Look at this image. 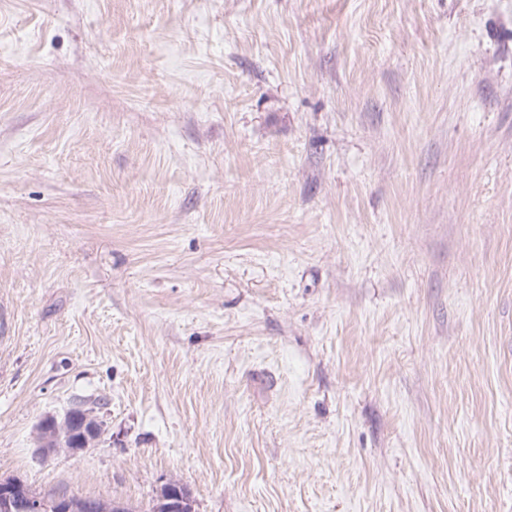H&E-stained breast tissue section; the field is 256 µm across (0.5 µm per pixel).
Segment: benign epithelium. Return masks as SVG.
Listing matches in <instances>:
<instances>
[{"label":"benign epithelium","instance_id":"7a95c632","mask_svg":"<svg viewBox=\"0 0 512 512\" xmlns=\"http://www.w3.org/2000/svg\"><path fill=\"white\" fill-rule=\"evenodd\" d=\"M39 450L43 457L58 448L79 453L95 445L102 434L94 411L82 405L68 409L61 417H47L38 426ZM83 506L69 498L51 502L34 498L18 480L0 481V512H81ZM155 512H194L189 493L177 483H169L160 492Z\"/></svg>","mask_w":512,"mask_h":512}]
</instances>
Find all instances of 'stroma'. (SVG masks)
<instances>
[{"label": "stroma", "mask_w": 512, "mask_h": 512, "mask_svg": "<svg viewBox=\"0 0 512 512\" xmlns=\"http://www.w3.org/2000/svg\"><path fill=\"white\" fill-rule=\"evenodd\" d=\"M0 479L512 512V0H0ZM38 432V448L41 456L46 457L57 448L79 453L95 445L101 437L102 428L93 409L75 405L60 418L51 416L42 420Z\"/></svg>", "instance_id": "stroma-1"}]
</instances>
